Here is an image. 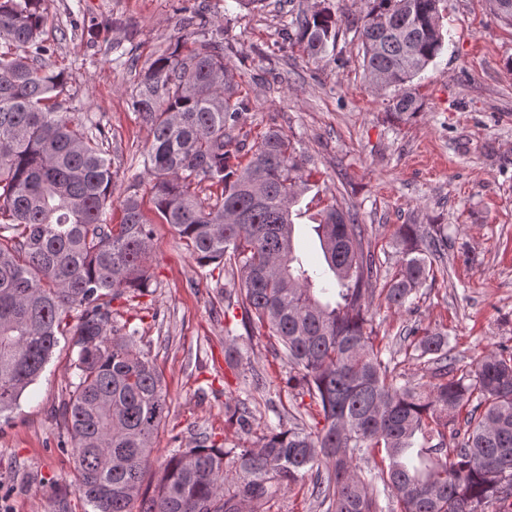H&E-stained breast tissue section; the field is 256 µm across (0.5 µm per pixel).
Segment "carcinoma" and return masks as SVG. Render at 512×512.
<instances>
[{
    "label": "carcinoma",
    "mask_w": 512,
    "mask_h": 512,
    "mask_svg": "<svg viewBox=\"0 0 512 512\" xmlns=\"http://www.w3.org/2000/svg\"><path fill=\"white\" fill-rule=\"evenodd\" d=\"M43 0H0V415L17 408L60 339L76 359L60 408L78 493L93 512H271L308 474L327 512H501L512 506V347L461 365L440 331L414 328L413 383L371 324L378 271L365 225L339 205L313 230L326 269L296 253L297 206L310 189L288 136L269 129L252 147L249 100L224 63V42L203 38L181 59L149 67L133 105L149 125L144 159L154 209L200 267H237L235 307L281 347L288 382L302 388L313 423L269 427L246 448L204 436L176 449L154 490L144 486L168 395L135 333L112 327V301L142 289L153 227L132 181L118 224L107 222L118 171L92 128L62 111L65 77L37 65ZM360 38L367 82L393 90L392 110L414 115L408 87L439 56L440 0H369ZM339 20L314 11L283 29L312 57L336 48ZM203 182L220 189L201 198ZM402 258L384 302L409 309L436 279L448 225L399 228ZM224 407L245 431L251 411ZM464 417L463 429H448ZM367 464L363 470L361 464ZM387 500L380 505V498Z\"/></svg>",
    "instance_id": "1"
}]
</instances>
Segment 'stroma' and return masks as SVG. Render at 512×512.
I'll return each mask as SVG.
<instances>
[{
  "label": "stroma",
  "instance_id": "obj_1",
  "mask_svg": "<svg viewBox=\"0 0 512 512\" xmlns=\"http://www.w3.org/2000/svg\"><path fill=\"white\" fill-rule=\"evenodd\" d=\"M44 7L43 38L54 49L46 63L66 77L63 103L100 130L118 170L113 219L133 180L145 214L153 212L143 164L150 130L132 96L160 55L196 48L199 37L187 23L196 17L230 45L225 60L251 102L250 138L281 130L307 160L313 188L296 228L306 263H323L312 226L335 203L367 226L380 289L399 263L400 225H447L452 246L434 261L447 276L422 289L408 310L373 298L377 340L394 351L402 373L414 380L425 373L405 342L415 325L447 334L464 364L512 347V27L487 0H442L448 37L412 82L421 107L410 117L393 112L389 93L364 77L366 0H264L255 9L237 0H45ZM324 8L340 28L335 50L314 61L283 41L282 20ZM153 230L146 292L112 303L113 325L136 332L168 393L151 482L173 450L193 447L202 435L246 447L266 427L300 423L310 404L289 388L287 364L248 321L228 326L219 317L229 274L200 267L169 225L157 221ZM228 333L236 338L230 346ZM72 358L60 342L17 409L0 419V499L11 512H92L76 490L71 454L57 447ZM229 396L250 408L251 433L225 411Z\"/></svg>",
  "mask_w": 512,
  "mask_h": 512
}]
</instances>
